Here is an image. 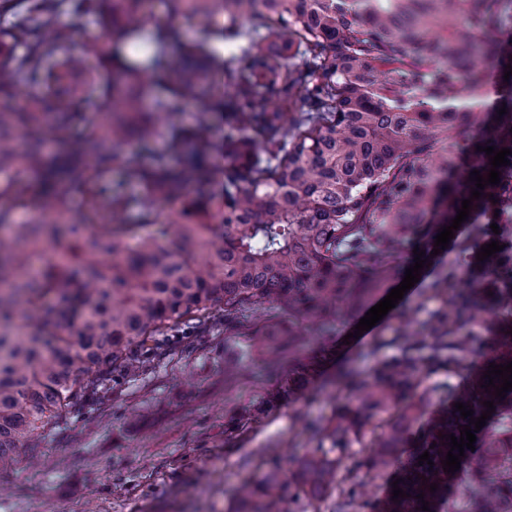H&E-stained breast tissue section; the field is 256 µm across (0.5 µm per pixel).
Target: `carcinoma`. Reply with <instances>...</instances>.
I'll return each mask as SVG.
<instances>
[{"mask_svg": "<svg viewBox=\"0 0 512 512\" xmlns=\"http://www.w3.org/2000/svg\"><path fill=\"white\" fill-rule=\"evenodd\" d=\"M169 17L215 27L237 49L219 69L208 39L185 42L168 22L148 25L145 0H0V171L29 177L15 192L19 220L0 210V468L40 445L62 413L134 373L158 337L211 320L233 331L239 313L270 302L288 328L268 319L248 335L270 369L305 336L346 311L368 306L405 276L401 255L431 247L418 239L431 210L448 226L471 197V172L488 175L486 152L512 150V49L490 38L512 34V0H163ZM93 39L66 51L85 20ZM504 94L487 102L488 61ZM168 96L149 112L144 93ZM188 100L186 120L178 105ZM94 102L92 128L78 132ZM507 113L499 115L500 108ZM478 130L460 139L462 124ZM227 165L219 196L212 183L217 126ZM166 139V151L150 141ZM136 139L151 162L136 172L132 198L112 179L123 147ZM466 218V252L497 241L503 250L472 267L456 265L431 285L439 307L418 329L379 346L396 353L371 380L339 373L346 398L318 444L294 460L293 493L336 494L334 512H429L445 495L456 512H512V389L485 388L490 364L512 362V154ZM169 203L159 212L155 200ZM139 223L129 222L131 207ZM497 224L494 233L491 224ZM152 226L146 236L136 230ZM493 306L498 342L485 351L473 330ZM481 354L477 367L468 362ZM465 372L448 385V407L429 410L415 392L422 367ZM495 412L464 449L460 468L443 470L452 434ZM395 410L370 452L344 464L352 439L379 413ZM427 418L401 467L408 493L376 505L356 499L361 469L377 477ZM429 452L433 465L419 462ZM438 484L430 491V484ZM284 484L269 473L237 512H282ZM423 499H418L419 494Z\"/></svg>", "mask_w": 512, "mask_h": 512, "instance_id": "1", "label": "carcinoma"}]
</instances>
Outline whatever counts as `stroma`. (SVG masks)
Wrapping results in <instances>:
<instances>
[{
  "instance_id": "35a3bbf8",
  "label": "stroma",
  "mask_w": 512,
  "mask_h": 512,
  "mask_svg": "<svg viewBox=\"0 0 512 512\" xmlns=\"http://www.w3.org/2000/svg\"><path fill=\"white\" fill-rule=\"evenodd\" d=\"M452 262L465 268L469 258L441 250L361 337L356 315L326 327L329 358L274 407L264 398L277 383L250 337L210 323L164 339L137 374L114 372L106 389L61 415L40 448L0 470V512H235L244 484L272 469L288 474L292 457L309 448L308 424L332 414L338 366L368 378L394 353L376 340L393 336L402 310L435 308L429 287ZM228 356L240 375L225 374Z\"/></svg>"
}]
</instances>
